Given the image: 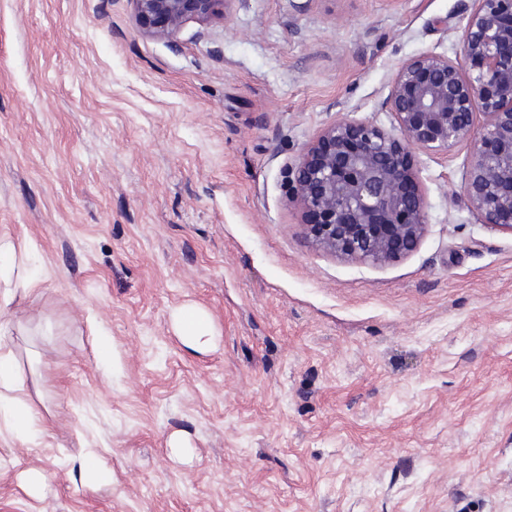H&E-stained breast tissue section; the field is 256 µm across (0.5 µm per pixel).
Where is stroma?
Segmentation results:
<instances>
[{"mask_svg":"<svg viewBox=\"0 0 512 512\" xmlns=\"http://www.w3.org/2000/svg\"><path fill=\"white\" fill-rule=\"evenodd\" d=\"M474 7L232 0L173 47L129 0H0V238L31 276L0 318L39 414L24 445L0 421V512H512V233L463 201L471 142L414 152L427 230L385 266L312 247L287 185L338 119L397 131L398 67L463 62ZM189 303L215 350L175 334ZM79 474L88 485H97L112 481V471L104 466L94 454L84 455L78 464Z\"/></svg>","mask_w":512,"mask_h":512,"instance_id":"35a3bbf8","label":"stroma"}]
</instances>
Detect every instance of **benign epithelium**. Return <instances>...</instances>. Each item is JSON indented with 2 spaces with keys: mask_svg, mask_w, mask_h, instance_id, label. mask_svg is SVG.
I'll list each match as a JSON object with an SVG mask.
<instances>
[{
  "mask_svg": "<svg viewBox=\"0 0 512 512\" xmlns=\"http://www.w3.org/2000/svg\"><path fill=\"white\" fill-rule=\"evenodd\" d=\"M142 34L175 44L186 23L221 19L231 0H129ZM462 38L469 69L425 52L398 68L383 106L401 132L337 120L299 157L290 190L312 222L310 242L337 257L386 265L426 231L412 150L474 141L462 195L479 223L512 232V0H474Z\"/></svg>",
  "mask_w": 512,
  "mask_h": 512,
  "instance_id": "obj_1",
  "label": "benign epithelium"
}]
</instances>
